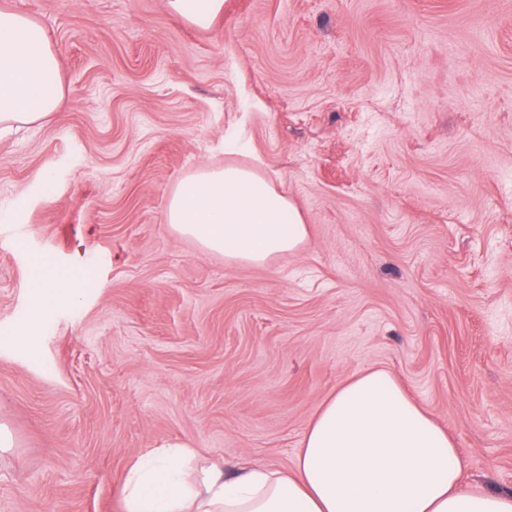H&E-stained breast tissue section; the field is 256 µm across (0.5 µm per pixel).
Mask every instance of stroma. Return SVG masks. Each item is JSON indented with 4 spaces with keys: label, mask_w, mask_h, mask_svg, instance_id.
I'll return each instance as SVG.
<instances>
[{
    "label": "stroma",
    "mask_w": 512,
    "mask_h": 512,
    "mask_svg": "<svg viewBox=\"0 0 512 512\" xmlns=\"http://www.w3.org/2000/svg\"><path fill=\"white\" fill-rule=\"evenodd\" d=\"M1 6L47 30L67 103L0 137V512H122L170 442L291 468L371 367L512 491V0H225L208 30L162 0ZM229 164L288 194L300 250L170 229L177 183ZM46 254L77 303L39 308Z\"/></svg>",
    "instance_id": "35a3bbf8"
}]
</instances>
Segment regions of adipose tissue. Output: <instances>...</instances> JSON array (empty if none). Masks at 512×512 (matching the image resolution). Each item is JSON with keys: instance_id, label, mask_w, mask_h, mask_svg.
I'll return each mask as SVG.
<instances>
[{"instance_id": "obj_1", "label": "adipose tissue", "mask_w": 512, "mask_h": 512, "mask_svg": "<svg viewBox=\"0 0 512 512\" xmlns=\"http://www.w3.org/2000/svg\"><path fill=\"white\" fill-rule=\"evenodd\" d=\"M65 101L57 55L34 19L0 9V131L29 126ZM166 222L204 253L262 264L293 252L308 226L288 195L257 172L203 167L172 193ZM170 444L138 459L124 512H512V492L474 489L447 430L386 370L359 371L329 395L292 469L195 462Z\"/></svg>"}]
</instances>
